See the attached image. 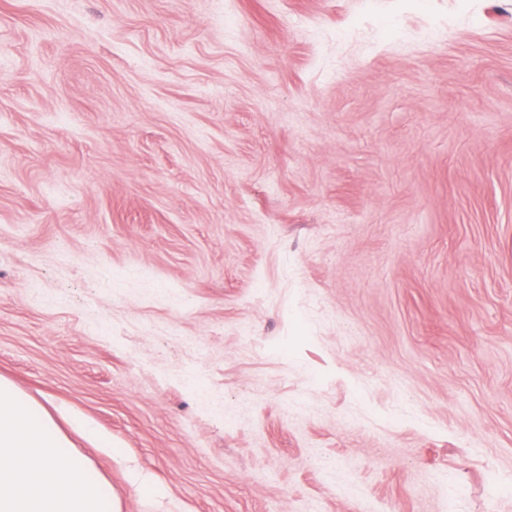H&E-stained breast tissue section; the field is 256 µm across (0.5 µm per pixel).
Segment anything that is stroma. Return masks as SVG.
I'll list each match as a JSON object with an SVG mask.
<instances>
[{
	"instance_id": "stroma-1",
	"label": "stroma",
	"mask_w": 512,
	"mask_h": 512,
	"mask_svg": "<svg viewBox=\"0 0 512 512\" xmlns=\"http://www.w3.org/2000/svg\"><path fill=\"white\" fill-rule=\"evenodd\" d=\"M0 377L118 512H512V0H0Z\"/></svg>"
}]
</instances>
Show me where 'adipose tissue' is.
I'll return each instance as SVG.
<instances>
[{"label": "adipose tissue", "mask_w": 512, "mask_h": 512, "mask_svg": "<svg viewBox=\"0 0 512 512\" xmlns=\"http://www.w3.org/2000/svg\"><path fill=\"white\" fill-rule=\"evenodd\" d=\"M37 404L0 378V512H110L111 485Z\"/></svg>", "instance_id": "1"}]
</instances>
